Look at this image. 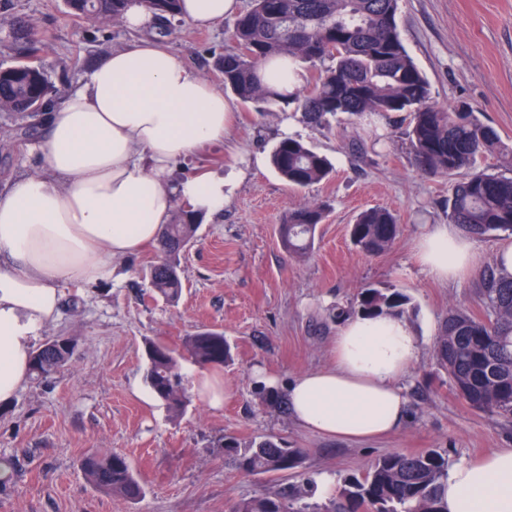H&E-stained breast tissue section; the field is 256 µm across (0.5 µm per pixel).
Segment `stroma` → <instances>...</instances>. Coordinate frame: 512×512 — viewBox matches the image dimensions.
<instances>
[{
	"mask_svg": "<svg viewBox=\"0 0 512 512\" xmlns=\"http://www.w3.org/2000/svg\"><path fill=\"white\" fill-rule=\"evenodd\" d=\"M33 26L49 45L43 57L57 103L112 50L137 40L123 22L105 27L72 18L64 0H0V64H13L11 25ZM233 20L209 30L174 22L163 41L216 88L224 82L216 54L232 48ZM402 42L430 83L432 101L447 110L471 103L512 146V0H399ZM233 124L223 146L201 150L176 165L177 175L224 169L237 174L222 213L203 220L182 260L183 293L169 305L149 292L156 246L116 259L112 278L66 286L58 317L43 338L66 336L77 347L67 367L47 380L28 381L0 407V512H228L236 501L291 485L306 500L328 504L317 483L362 475L393 451L436 448L450 464L512 448V423L468 406L434 354L449 309L482 314L481 275L440 283L415 261L428 225L448 221V179L418 173L405 135L409 117L379 122L365 134L342 113L329 125L304 121L287 106L261 109L230 97ZM291 133L334 167L331 177L294 190L273 171L270 152ZM35 141L12 147L0 135V189L18 174L42 173ZM320 203L327 217L310 258L282 247L277 226L288 211ZM369 208L394 213L404 232L380 256L359 251L349 226ZM398 288L417 310L411 315L420 353L401 384L406 417L388 435L369 440L326 437L299 425L286 407L260 405L261 380L286 391L300 375L330 366L339 311L350 310L361 288ZM201 328L224 332L234 361L224 366V405L193 396L172 417L145 383L146 340L180 345ZM226 435L241 443L273 435L303 449L300 475H240L216 446ZM91 448L126 456L146 484L138 503L96 490L80 467Z\"/></svg>",
	"mask_w": 512,
	"mask_h": 512,
	"instance_id": "35a3bbf8",
	"label": "stroma"
}]
</instances>
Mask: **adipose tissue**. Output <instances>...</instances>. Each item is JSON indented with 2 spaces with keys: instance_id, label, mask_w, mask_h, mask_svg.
<instances>
[{
  "instance_id": "adipose-tissue-1",
  "label": "adipose tissue",
  "mask_w": 512,
  "mask_h": 512,
  "mask_svg": "<svg viewBox=\"0 0 512 512\" xmlns=\"http://www.w3.org/2000/svg\"><path fill=\"white\" fill-rule=\"evenodd\" d=\"M239 0H183L180 17L211 28ZM142 39L113 51L43 116L39 175L0 191V405L29 377L32 352L58 315L69 283L110 278L112 260L158 241L175 200L205 216L223 210L232 176L207 170L184 178L175 164L223 142L231 112L216 89L164 44L146 37L152 13L132 0L124 13ZM434 279L472 274L479 256L453 225L434 224L416 245ZM404 318L381 313L349 320L335 361L287 389L295 420L327 436L366 439L398 427L406 400L398 380L418 355ZM448 512H512V448L448 471L440 489Z\"/></svg>"
}]
</instances>
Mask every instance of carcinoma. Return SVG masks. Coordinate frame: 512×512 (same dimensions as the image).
Returning <instances> with one entry per match:
<instances>
[{"instance_id":"carcinoma-1","label":"carcinoma","mask_w":512,"mask_h":512,"mask_svg":"<svg viewBox=\"0 0 512 512\" xmlns=\"http://www.w3.org/2000/svg\"><path fill=\"white\" fill-rule=\"evenodd\" d=\"M399 0H252L233 23L235 48L224 51L215 65L224 90L245 103L295 105L311 124L322 125L339 113L396 118L413 115L406 135L416 170L452 180L448 223L474 236L512 235V149L502 146L497 131L467 103L444 112L431 103L430 84L406 51L397 24ZM165 30L180 14L181 0H141ZM78 19L108 25L123 17L128 0H65ZM20 45L21 59L0 67V113L33 118L49 100L50 82L41 62L44 43L25 26L10 29ZM330 64L319 69L306 88L300 63ZM288 62V92L276 86L270 65ZM500 157L499 171L474 169L480 155ZM271 164L295 189L327 180L330 161L303 140L285 136L274 146ZM322 204L288 212L277 231L291 253H311L316 228L323 223ZM201 221L186 207L173 210L163 225L160 260L151 269L150 290L170 304L183 289L181 256L195 240ZM402 234L396 216L385 209H367L349 225L352 244L368 255L389 251ZM484 315L456 309L448 313L437 338L436 357L457 394L472 408L512 422V276L498 269L483 275L479 289ZM363 315L414 310L405 294L364 288L357 298ZM73 351L52 348L47 341L35 352L31 374L44 380L64 368ZM146 384L168 412L179 416L191 404L181 360L200 367H222L232 360L224 333L202 328L185 337L176 349L155 340L145 342ZM238 471L248 475L296 473L303 453L273 436L241 443L234 436L219 440ZM448 455L435 449L416 453L389 452L376 458L358 477L344 478L338 499L320 507L304 501L298 488L267 491L236 502L230 512H446L439 495L448 477ZM81 469L91 484L107 495L130 502L146 489L130 461L121 454L89 450Z\"/></svg>"}]
</instances>
